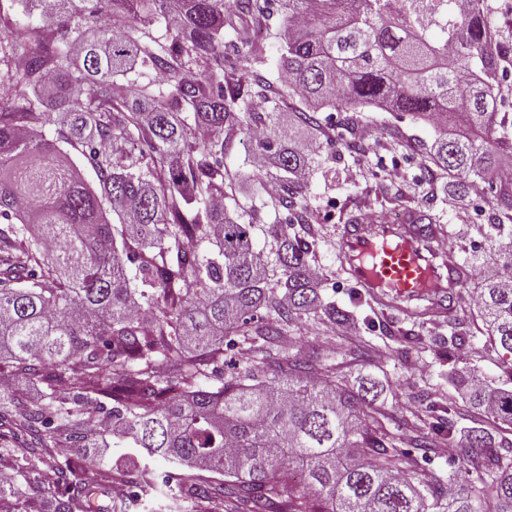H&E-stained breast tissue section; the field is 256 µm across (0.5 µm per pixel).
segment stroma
I'll list each match as a JSON object with an SVG mask.
<instances>
[{
  "mask_svg": "<svg viewBox=\"0 0 512 512\" xmlns=\"http://www.w3.org/2000/svg\"><path fill=\"white\" fill-rule=\"evenodd\" d=\"M225 22L224 51L229 59H236L242 44L251 41L254 34H262L266 38L267 55L264 74L270 81H277L275 33L282 23L281 15L270 11L261 25L256 26L249 17L231 11L226 13ZM358 117L366 141L373 146L372 152L362 161L344 153L338 144L323 149L305 197L322 227L316 265L328 278L323 299L353 310L352 329L357 340L352 343L342 339L336 345H328L324 341L325 329L320 326L315 332L305 334L304 341L307 347L322 355H334L339 364L345 362L356 343L369 344V354L355 363L350 382L356 385L369 377L381 383V399L389 412L386 427L398 437V446L405 451L409 448L405 422L418 416L424 418L426 425H440L449 396L457 392L450 379L452 371L465 368L491 386L506 389L512 388V376L504 371L501 357L481 335L467 337L460 357L448 358L445 345L450 330L469 328L472 320L468 290H461L453 314L439 313L413 321L398 311L361 301L341 270L336 240L344 211L396 217L397 209L385 196L399 191L405 199H412L416 184L426 176L422 166L426 147L436 135V127L429 121H415L408 115L379 107L363 108ZM393 129L408 140L407 151H392L388 139ZM225 162L239 173L237 203L243 208L250 207L262 188L251 163L249 141L237 138ZM485 200V195L472 194L460 201L443 191L436 201L437 209L444 215L443 223L449 232L448 248L454 259L474 264L483 273L490 266L478 249L481 237L477 227L484 221L479 209Z\"/></svg>",
  "mask_w": 512,
  "mask_h": 512,
  "instance_id": "35a3bbf8",
  "label": "stroma"
}]
</instances>
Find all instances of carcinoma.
I'll return each mask as SVG.
<instances>
[{
    "label": "carcinoma",
    "mask_w": 512,
    "mask_h": 512,
    "mask_svg": "<svg viewBox=\"0 0 512 512\" xmlns=\"http://www.w3.org/2000/svg\"><path fill=\"white\" fill-rule=\"evenodd\" d=\"M269 0H0V512H129L160 487L178 512L203 502L227 512H512V437L473 427L442 442L474 465L434 488L400 451L378 383L348 387L332 360L292 339L302 321L331 326L353 313L308 279L319 228L299 204L314 154L280 126L319 138L322 109L345 112L343 148L363 159L358 107H386L443 128L429 182L463 199L492 194L477 232L496 272L476 284V330L505 351L512 374V156L503 100L509 44L487 23V0H277L278 69L266 49L224 58V14L263 13ZM165 28V33L158 30ZM194 72V78L185 72ZM131 81L122 96L116 79ZM212 131L207 139L197 130ZM280 181L240 214L224 158L237 136ZM94 170L85 186L77 160ZM434 195L421 196L428 227ZM287 212L256 223L262 209ZM250 344L261 357L225 365ZM40 387L28 399L25 387ZM471 408L512 417V391L473 385ZM126 448L104 468L83 448ZM162 459L170 470L153 465ZM119 482L121 501L104 499ZM35 488L27 493L25 488Z\"/></svg>",
    "instance_id": "obj_1"
}]
</instances>
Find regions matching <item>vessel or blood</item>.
Listing matches in <instances>:
<instances>
[{
    "mask_svg": "<svg viewBox=\"0 0 512 512\" xmlns=\"http://www.w3.org/2000/svg\"><path fill=\"white\" fill-rule=\"evenodd\" d=\"M413 220L409 214L344 227L336 249L359 295L381 305L393 298L411 306L454 286L456 261L439 260L436 250L414 235Z\"/></svg>",
    "mask_w": 512,
    "mask_h": 512,
    "instance_id": "1",
    "label": "vessel or blood"
}]
</instances>
